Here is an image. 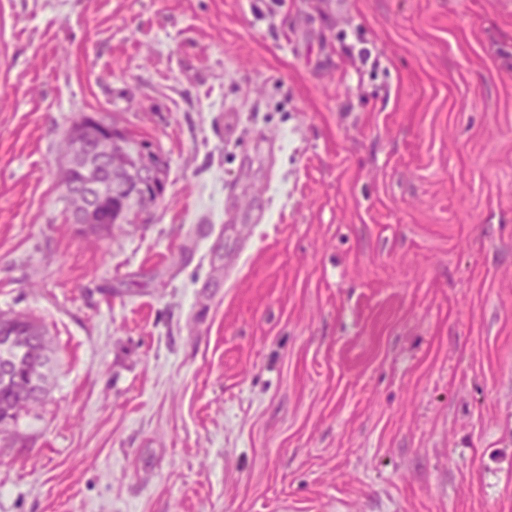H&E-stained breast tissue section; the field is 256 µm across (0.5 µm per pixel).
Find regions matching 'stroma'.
I'll return each mask as SVG.
<instances>
[{
	"mask_svg": "<svg viewBox=\"0 0 512 512\" xmlns=\"http://www.w3.org/2000/svg\"><path fill=\"white\" fill-rule=\"evenodd\" d=\"M86 112L137 224L70 222ZM1 311L0 512H512V0H0ZM112 121H116L113 120ZM104 119L98 112L84 113L81 118L70 128L65 140L70 143V149L63 154V170L73 169L69 172H60V183L68 186L70 183H79L86 186L89 183L101 181L98 184L99 198H112V202L105 200L100 202L79 185L65 187L68 199V207L72 217V223L81 228L96 224L94 210L96 208V220L99 224L110 226L118 220L124 223L135 224L138 217L152 206L156 205L155 199H150L140 205L142 198H159V186L166 185L168 163L164 164L161 184L158 176V157L156 152L145 145L136 144L133 134L147 142L160 152L156 144L148 137L131 134L127 128ZM91 144V153L94 154L98 164L82 167L87 156L86 147ZM161 153V152H160ZM104 175V176H103ZM126 195L125 203L121 197L112 195ZM126 206L133 212L126 211ZM91 229H97V225H91ZM36 357H43L48 371L52 370V357L44 327L30 316L0 314V432L18 420L23 409H34L43 398L24 405L19 404L20 384L16 375L24 374L32 367ZM12 367L10 378H5L2 365Z\"/></svg>",
	"mask_w": 512,
	"mask_h": 512,
	"instance_id": "1",
	"label": "stroma"
}]
</instances>
